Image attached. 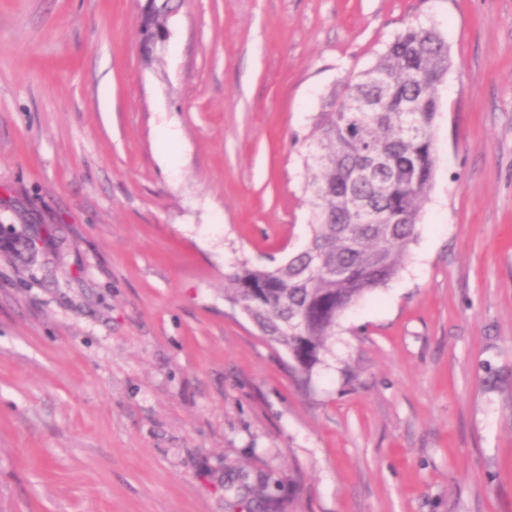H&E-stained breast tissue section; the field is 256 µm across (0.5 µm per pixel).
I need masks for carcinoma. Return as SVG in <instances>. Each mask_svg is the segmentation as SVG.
<instances>
[{
    "label": "carcinoma",
    "instance_id": "cac0c4a2",
    "mask_svg": "<svg viewBox=\"0 0 512 512\" xmlns=\"http://www.w3.org/2000/svg\"><path fill=\"white\" fill-rule=\"evenodd\" d=\"M169 0H150L138 34H165ZM450 65L435 25L408 24L374 64L335 87L306 136L310 238L273 269L241 263L224 299L247 309L268 341L309 384L340 317L399 272L437 172L439 90ZM0 250L24 258L17 232Z\"/></svg>",
    "mask_w": 512,
    "mask_h": 512
}]
</instances>
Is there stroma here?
<instances>
[{
  "mask_svg": "<svg viewBox=\"0 0 512 512\" xmlns=\"http://www.w3.org/2000/svg\"><path fill=\"white\" fill-rule=\"evenodd\" d=\"M0 0V512H512V0ZM451 66L399 274L302 389L224 276L307 243L306 136L407 23ZM168 3L169 0H151L148 9L142 16L138 34L146 48L164 37Z\"/></svg>",
  "mask_w": 512,
  "mask_h": 512,
  "instance_id": "1",
  "label": "stroma"
}]
</instances>
